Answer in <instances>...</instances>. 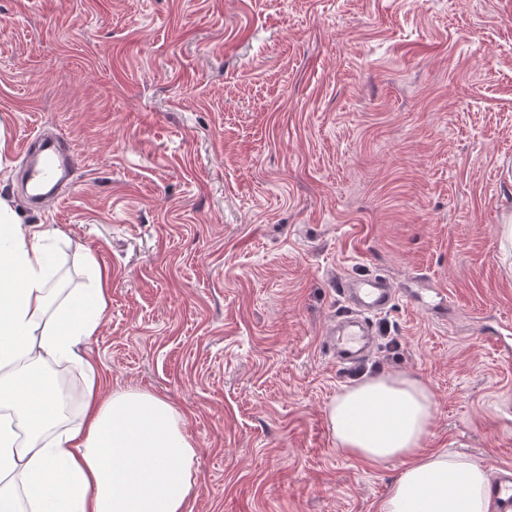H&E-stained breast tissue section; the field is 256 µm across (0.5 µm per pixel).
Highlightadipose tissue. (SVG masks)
<instances>
[{
    "mask_svg": "<svg viewBox=\"0 0 512 512\" xmlns=\"http://www.w3.org/2000/svg\"><path fill=\"white\" fill-rule=\"evenodd\" d=\"M48 233L22 225L0 198V512H188L196 450L164 397L104 391L89 379L77 421L46 367L89 365L82 338L102 324L107 276L56 300ZM339 448L405 468L379 512H489V469L463 454L425 450L429 387L402 375L363 379L328 404Z\"/></svg>",
    "mask_w": 512,
    "mask_h": 512,
    "instance_id": "obj_1",
    "label": "adipose tissue"
}]
</instances>
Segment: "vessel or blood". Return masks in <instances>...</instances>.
Returning a JSON list of instances; mask_svg holds the SVG:
<instances>
[{
    "label": "vessel or blood",
    "instance_id": "b4317fda",
    "mask_svg": "<svg viewBox=\"0 0 512 512\" xmlns=\"http://www.w3.org/2000/svg\"><path fill=\"white\" fill-rule=\"evenodd\" d=\"M26 161V197L40 207L63 199L72 187L75 155L58 137L36 134L22 143ZM337 290L346 308L324 333L338 366L352 368L370 356L375 344L374 321L396 301L397 290L387 279L373 275L342 278ZM496 512H512V467H501L492 480Z\"/></svg>",
    "mask_w": 512,
    "mask_h": 512
}]
</instances>
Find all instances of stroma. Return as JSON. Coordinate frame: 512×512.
I'll return each instance as SVG.
<instances>
[{"instance_id":"obj_1","label":"stroma","mask_w":512,"mask_h":512,"mask_svg":"<svg viewBox=\"0 0 512 512\" xmlns=\"http://www.w3.org/2000/svg\"><path fill=\"white\" fill-rule=\"evenodd\" d=\"M76 155L46 210L40 131ZM0 193L73 289L105 389L167 398L197 448L189 512H378L403 470L337 449L363 374L421 380L425 448L512 466V0H0ZM395 305L339 368L337 279ZM26 160L24 180L26 197L42 208L49 207L64 198L72 187L75 155L56 136L36 134L20 146Z\"/></svg>"}]
</instances>
